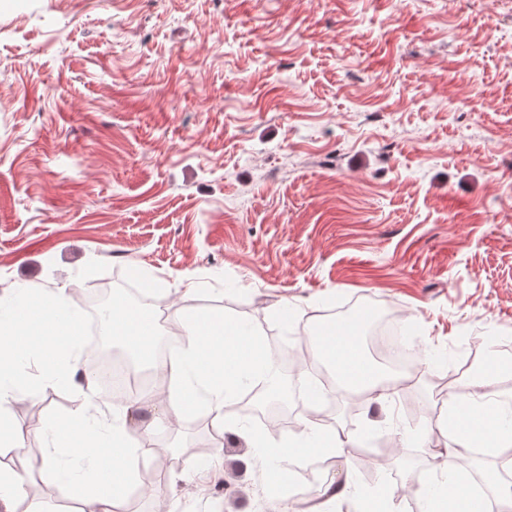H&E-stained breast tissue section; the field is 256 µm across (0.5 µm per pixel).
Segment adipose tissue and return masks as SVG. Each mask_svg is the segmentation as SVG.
<instances>
[{"mask_svg":"<svg viewBox=\"0 0 512 512\" xmlns=\"http://www.w3.org/2000/svg\"><path fill=\"white\" fill-rule=\"evenodd\" d=\"M83 313L70 302L66 288L33 295L25 288L0 297V512H16L33 468L67 481L79 504L77 512H118L135 487L142 443L139 429L128 428L124 414L94 407V380L74 381L80 358L79 338L85 329ZM107 326L125 352L167 383L164 397L170 417L187 411L213 414L219 431L228 428L224 404L243 381L254 380L267 365L259 329L226 316L189 313L182 318L181 340L175 353L164 357L155 350L160 334L159 314L132 308L119 294L112 297ZM313 357L327 366L343 389L372 394L385 402L395 382L368 356L357 326L339 321L316 336ZM42 365L41 387L66 385L82 396L77 418H54L45 428L53 436L40 461L30 460L17 436L12 407L30 392L15 366L29 359ZM447 412L437 429L469 448L481 441L500 452L512 450V424L500 405L483 400L449 397ZM354 434L328 431L313 417L301 430L275 444L255 440L270 460L266 479L277 486L296 459L319 452L338 453L356 442ZM421 512H487V499L468 492L457 477L443 473L423 479L414 493Z\"/></svg>","mask_w":512,"mask_h":512,"instance_id":"ef3b65f1","label":"adipose tissue"}]
</instances>
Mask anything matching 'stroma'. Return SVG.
Returning a JSON list of instances; mask_svg holds the SVG:
<instances>
[{
  "label": "stroma",
  "instance_id": "35a3bbf8",
  "mask_svg": "<svg viewBox=\"0 0 512 512\" xmlns=\"http://www.w3.org/2000/svg\"><path fill=\"white\" fill-rule=\"evenodd\" d=\"M115 277L159 284L162 332L187 308L274 332L290 392L302 338L351 302L398 314L414 361L390 406L324 397L359 439L276 497L245 433L278 442L310 407L290 396L273 429L228 411L221 435L195 409L158 422L125 512H303L342 470L348 505L389 490L392 512L444 468L512 480L491 449L411 438L488 354L482 392L512 403V0H0V295ZM79 404L17 401L30 459Z\"/></svg>",
  "mask_w": 512,
  "mask_h": 512
}]
</instances>
